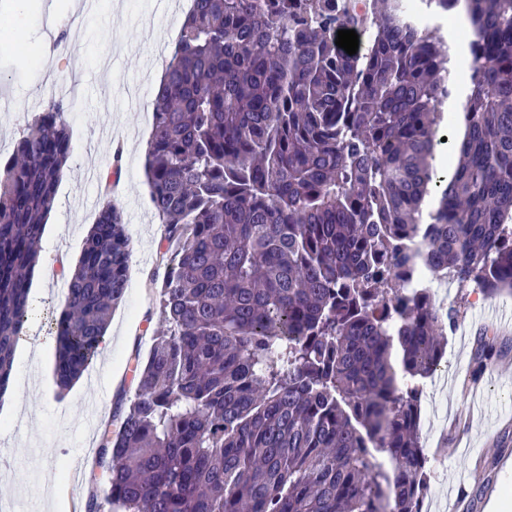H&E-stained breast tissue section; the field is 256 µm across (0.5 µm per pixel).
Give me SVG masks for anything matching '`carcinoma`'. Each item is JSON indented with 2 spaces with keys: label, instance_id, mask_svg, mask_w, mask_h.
Returning a JSON list of instances; mask_svg holds the SVG:
<instances>
[{
  "label": "carcinoma",
  "instance_id": "obj_1",
  "mask_svg": "<svg viewBox=\"0 0 512 512\" xmlns=\"http://www.w3.org/2000/svg\"><path fill=\"white\" fill-rule=\"evenodd\" d=\"M455 0H418L446 13ZM484 63L458 64L402 0H191L152 107L150 203L166 225L165 324L135 358L86 512H419L422 380L453 328L411 263L459 287L512 289V0H467ZM369 30L363 53L336 44ZM465 80L448 178L432 160ZM46 104L0 161V397L32 314L30 279L70 153ZM132 256L109 201L55 318L69 387L126 296ZM481 341L473 375L495 355ZM410 383L401 386L397 372Z\"/></svg>",
  "mask_w": 512,
  "mask_h": 512
}]
</instances>
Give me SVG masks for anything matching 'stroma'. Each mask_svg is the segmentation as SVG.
<instances>
[{"mask_svg":"<svg viewBox=\"0 0 512 512\" xmlns=\"http://www.w3.org/2000/svg\"><path fill=\"white\" fill-rule=\"evenodd\" d=\"M188 0H0V158L9 157L29 124L51 99L72 106L67 116L70 158L46 222L40 254L46 259L33 277V307L19 340L8 389L12 410L0 406V448L11 460L0 468V501L15 512H84L90 490H105L96 466L102 428L112 425L118 402L134 393L133 355L147 357L163 331L152 278L161 275V224L149 201L145 147L152 125V99L176 38ZM66 47L56 45L58 32ZM138 92L141 106L122 100ZM122 187L115 202L132 240L125 300L112 313L107 335L111 355L95 359L69 390L55 380L56 344L51 319L65 304L66 279L59 258L79 260L88 229L106 202L104 174ZM450 305L459 310L445 336L448 381L430 388L449 424L421 423L425 448H448L433 462L430 497L440 507L460 499L465 512H488L500 491L512 490V332L501 330L491 307L512 309V292L485 296L480 289L454 288ZM486 333L497 348L496 375L482 374L480 386L464 393L475 367L476 338ZM98 402L100 429L87 434L83 409ZM52 483L67 487L58 501L44 499Z\"/></svg>","mask_w":512,"mask_h":512,"instance_id":"35a3bbf8","label":"stroma"}]
</instances>
